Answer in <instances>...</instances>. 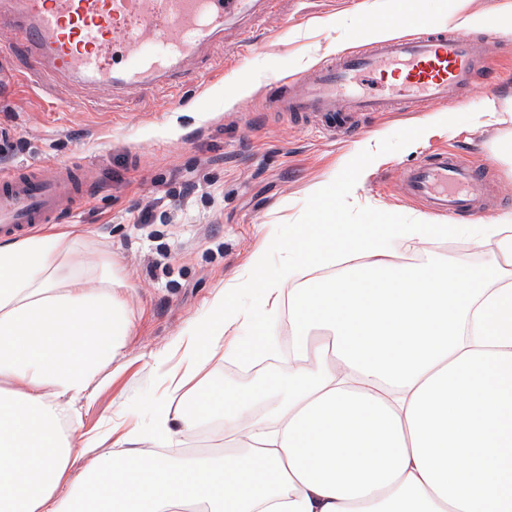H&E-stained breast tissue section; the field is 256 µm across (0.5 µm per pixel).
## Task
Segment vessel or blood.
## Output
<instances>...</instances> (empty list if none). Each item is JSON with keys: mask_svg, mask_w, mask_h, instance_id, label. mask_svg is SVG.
<instances>
[{"mask_svg": "<svg viewBox=\"0 0 512 512\" xmlns=\"http://www.w3.org/2000/svg\"><path fill=\"white\" fill-rule=\"evenodd\" d=\"M244 0H0V33L22 34L35 66L126 97L183 83L188 58L223 39ZM500 45L454 27L372 42L305 70L293 86L271 82L276 112L311 114L324 132L350 112H405L476 92L494 80ZM392 78L393 93L367 88ZM404 194L432 213L465 218L494 201L491 178L461 153L427 154L397 174ZM88 193L76 167L31 162L0 169V236L17 237L72 214Z\"/></svg>", "mask_w": 512, "mask_h": 512, "instance_id": "vessel-or-blood-1", "label": "vessel or blood"}]
</instances>
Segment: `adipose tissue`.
<instances>
[{
  "label": "adipose tissue",
  "mask_w": 512,
  "mask_h": 512,
  "mask_svg": "<svg viewBox=\"0 0 512 512\" xmlns=\"http://www.w3.org/2000/svg\"><path fill=\"white\" fill-rule=\"evenodd\" d=\"M267 233L284 254L256 259L176 345L149 438L168 444L217 419L224 451L193 460L140 449L89 457L114 436L62 430L67 410L118 360L134 324L116 264L99 285L73 270L70 232L0 239V512H512V213L479 224H339ZM453 235L494 244L469 267L452 254L417 267L401 242ZM344 263L343 275L315 270ZM255 289L259 306L238 307ZM288 304L287 376L226 392L202 378L226 330L237 362L277 353L273 312ZM195 389H187L188 380Z\"/></svg>",
  "instance_id": "obj_1"
}]
</instances>
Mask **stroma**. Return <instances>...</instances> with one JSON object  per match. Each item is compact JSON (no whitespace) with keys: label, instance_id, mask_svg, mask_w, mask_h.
Returning <instances> with one entry per match:
<instances>
[{"label":"stroma","instance_id":"1","mask_svg":"<svg viewBox=\"0 0 512 512\" xmlns=\"http://www.w3.org/2000/svg\"><path fill=\"white\" fill-rule=\"evenodd\" d=\"M394 13V0H280L276 14L248 19L253 39L243 52L235 50L238 26L229 25L223 40L195 60L179 93L144 91L107 105L102 92L32 73L24 48L0 59V165L41 160L85 169L88 194L61 224L119 266L136 326L122 371L77 404L63 422L66 433L77 437L109 423L149 429L148 405L166 398L155 356L170 353L213 296L249 274L253 256L263 253L265 225L313 223L319 196L350 167L359 168L362 187L336 197V215L346 224L435 223L403 197L397 172L432 150L461 144L503 191L484 218L512 212V164L497 153L498 142L512 136V121L472 120L491 107L504 111L512 97L511 31L496 34L504 48L501 77L486 92L417 112L364 114L348 138L266 110L270 81L292 83L330 56L362 48L370 21ZM444 112L454 113V124L441 120ZM365 142L376 161L359 157ZM182 182L203 190L160 201L153 223H138L157 191ZM461 252L478 267L495 256L493 247L471 249L450 236L399 248L395 261L434 262ZM209 371L212 384L229 391L265 377L260 363L244 367L220 353Z\"/></svg>","mask_w":512,"mask_h":512}]
</instances>
